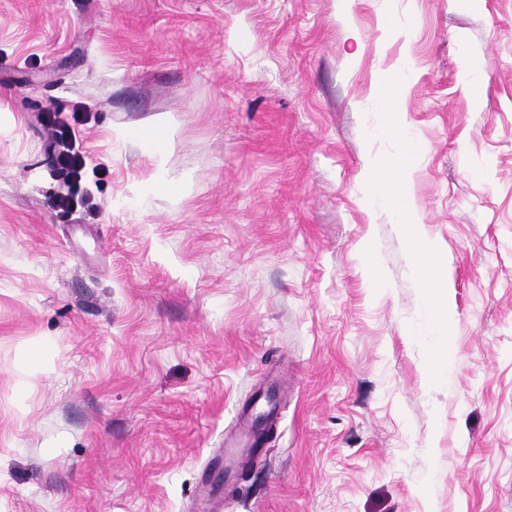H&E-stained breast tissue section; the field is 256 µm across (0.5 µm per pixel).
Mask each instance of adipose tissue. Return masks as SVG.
Wrapping results in <instances>:
<instances>
[{"instance_id": "obj_1", "label": "adipose tissue", "mask_w": 512, "mask_h": 512, "mask_svg": "<svg viewBox=\"0 0 512 512\" xmlns=\"http://www.w3.org/2000/svg\"><path fill=\"white\" fill-rule=\"evenodd\" d=\"M403 140L402 154L373 162L366 175L365 185L370 197H381L387 201L401 228L412 271L433 306V324L439 335L445 336L446 342L431 350L425 376L431 381H445L451 373V338L456 313L448 296V282L443 273L445 262L438 246L428 236L410 194L413 170L405 159L418 153L421 145L408 134L404 135Z\"/></svg>"}]
</instances>
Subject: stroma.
<instances>
[{
	"label": "stroma",
	"instance_id": "obj_1",
	"mask_svg": "<svg viewBox=\"0 0 512 512\" xmlns=\"http://www.w3.org/2000/svg\"><path fill=\"white\" fill-rule=\"evenodd\" d=\"M404 70L448 386L365 189ZM0 512H512V0H0ZM55 115L51 122L53 147L56 150L57 161L70 183V194L60 198L56 205L59 213L67 216L74 205V195L79 191L85 176L86 163L83 156L75 151L68 135L66 122Z\"/></svg>",
	"mask_w": 512,
	"mask_h": 512
}]
</instances>
